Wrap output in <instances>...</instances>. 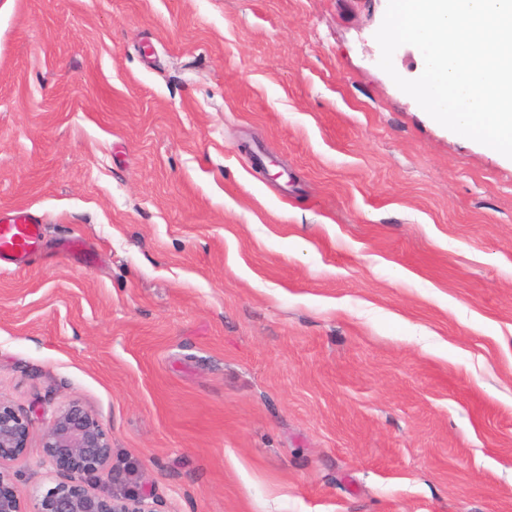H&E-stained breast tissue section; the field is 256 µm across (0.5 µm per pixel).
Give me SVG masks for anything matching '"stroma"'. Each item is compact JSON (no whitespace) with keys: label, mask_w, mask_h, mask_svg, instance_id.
I'll return each instance as SVG.
<instances>
[{"label":"stroma","mask_w":512,"mask_h":512,"mask_svg":"<svg viewBox=\"0 0 512 512\" xmlns=\"http://www.w3.org/2000/svg\"><path fill=\"white\" fill-rule=\"evenodd\" d=\"M387 4L0 0L25 508L77 399L157 512H512V160L379 67ZM42 237V224L29 212L21 211L0 224V261L25 263Z\"/></svg>","instance_id":"obj_1"}]
</instances>
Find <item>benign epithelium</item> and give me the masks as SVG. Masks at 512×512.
<instances>
[{
  "label": "benign epithelium",
  "mask_w": 512,
  "mask_h": 512,
  "mask_svg": "<svg viewBox=\"0 0 512 512\" xmlns=\"http://www.w3.org/2000/svg\"><path fill=\"white\" fill-rule=\"evenodd\" d=\"M30 419L0 397V512H156L146 480L121 488L122 474L108 469L111 444L101 420L72 401L48 422L42 440L44 463L59 476L37 493L33 510L23 507L12 465L27 450Z\"/></svg>",
  "instance_id": "benign-epithelium-1"
}]
</instances>
